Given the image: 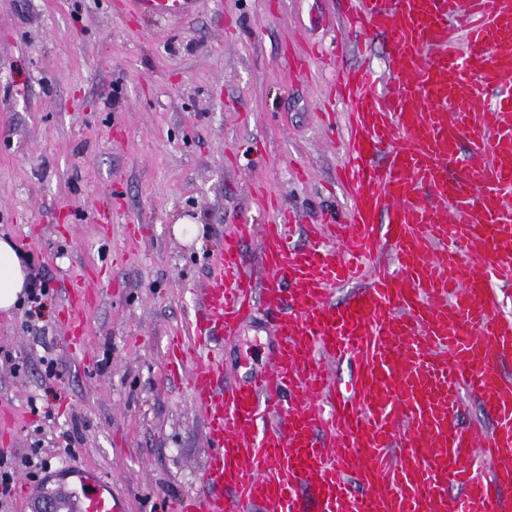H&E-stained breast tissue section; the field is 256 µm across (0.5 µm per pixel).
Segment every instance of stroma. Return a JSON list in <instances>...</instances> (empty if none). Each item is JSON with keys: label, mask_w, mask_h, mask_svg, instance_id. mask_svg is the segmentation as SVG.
Returning a JSON list of instances; mask_svg holds the SVG:
<instances>
[{"label": "stroma", "mask_w": 512, "mask_h": 512, "mask_svg": "<svg viewBox=\"0 0 512 512\" xmlns=\"http://www.w3.org/2000/svg\"><path fill=\"white\" fill-rule=\"evenodd\" d=\"M126 0H0V236L33 254L52 297L36 328L0 312V453L17 465L8 507L53 485L62 464L99 472L127 512H169L198 491L205 416L165 364L170 332L194 316L231 225L347 216L343 156L322 114L331 67L382 70L383 37L346 53L342 0H199L168 29ZM198 224L197 238L175 224ZM97 300L72 349L62 302L76 279ZM279 312L261 309L225 342L224 372L267 369ZM51 351L56 379L40 358Z\"/></svg>", "instance_id": "obj_1"}]
</instances>
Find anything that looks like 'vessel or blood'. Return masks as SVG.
<instances>
[{
    "label": "vessel or blood",
    "mask_w": 512,
    "mask_h": 512,
    "mask_svg": "<svg viewBox=\"0 0 512 512\" xmlns=\"http://www.w3.org/2000/svg\"><path fill=\"white\" fill-rule=\"evenodd\" d=\"M346 35L388 37L383 93L338 67L349 108L345 220L234 225L168 342L169 372L206 418L203 490L175 512H512V0H345ZM140 16L191 17L196 0H133ZM457 175H450V168ZM258 238L264 279L245 267ZM504 282L501 292L492 281ZM350 287L334 302L333 292ZM83 285L67 292L80 347ZM286 307L268 371L227 383L220 345L260 308ZM354 372L337 385L334 366ZM298 388L302 396L288 400ZM491 422L462 426L466 399ZM461 490L448 502L449 486ZM63 512H126L108 482L64 470Z\"/></svg>",
    "instance_id": "1"
}]
</instances>
